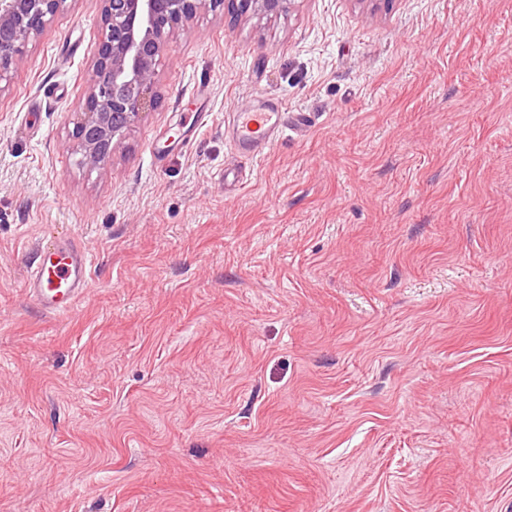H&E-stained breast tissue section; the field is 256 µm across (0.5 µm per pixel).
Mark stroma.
<instances>
[{"mask_svg": "<svg viewBox=\"0 0 512 512\" xmlns=\"http://www.w3.org/2000/svg\"><path fill=\"white\" fill-rule=\"evenodd\" d=\"M102 10L0 91V512H512V0L200 12L90 169ZM260 98L316 123L246 161ZM92 259L75 242L42 241L25 279L28 297L44 312L70 313L89 286Z\"/></svg>", "mask_w": 512, "mask_h": 512, "instance_id": "stroma-1", "label": "stroma"}]
</instances>
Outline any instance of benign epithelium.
I'll use <instances>...</instances> for the list:
<instances>
[{
	"label": "benign epithelium",
	"instance_id": "benign-epithelium-1",
	"mask_svg": "<svg viewBox=\"0 0 512 512\" xmlns=\"http://www.w3.org/2000/svg\"><path fill=\"white\" fill-rule=\"evenodd\" d=\"M92 83L74 123L80 163L107 162L147 110L157 104L156 76L170 32L203 10L278 14L295 0H103ZM66 0H0V83L10 79L16 56L64 8Z\"/></svg>",
	"mask_w": 512,
	"mask_h": 512
}]
</instances>
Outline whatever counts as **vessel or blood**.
<instances>
[{
    "label": "vessel or blood",
    "instance_id": "vessel-or-blood-1",
    "mask_svg": "<svg viewBox=\"0 0 512 512\" xmlns=\"http://www.w3.org/2000/svg\"><path fill=\"white\" fill-rule=\"evenodd\" d=\"M310 121L307 113L292 118L281 104L259 100L233 112V147L241 157L256 159L272 143ZM91 265L89 254L75 242H40L25 279L26 293L46 313H70L89 286Z\"/></svg>",
    "mask_w": 512,
    "mask_h": 512
}]
</instances>
